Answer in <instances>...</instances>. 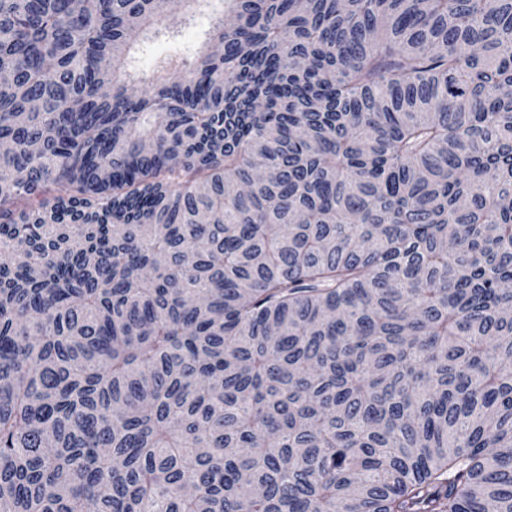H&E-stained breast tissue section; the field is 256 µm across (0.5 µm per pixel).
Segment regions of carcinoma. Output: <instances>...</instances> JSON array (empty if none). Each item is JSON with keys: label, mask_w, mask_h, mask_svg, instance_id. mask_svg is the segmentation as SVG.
<instances>
[{"label": "carcinoma", "mask_w": 512, "mask_h": 512, "mask_svg": "<svg viewBox=\"0 0 512 512\" xmlns=\"http://www.w3.org/2000/svg\"><path fill=\"white\" fill-rule=\"evenodd\" d=\"M0 0V512H512V0ZM209 18L207 12L196 15L195 24L182 29L181 36L177 41L158 40L149 45L140 54V67L144 76H151L155 62L165 56L180 55L193 56L201 47L204 36L203 31L208 28ZM141 75V76H142Z\"/></svg>", "instance_id": "1"}]
</instances>
